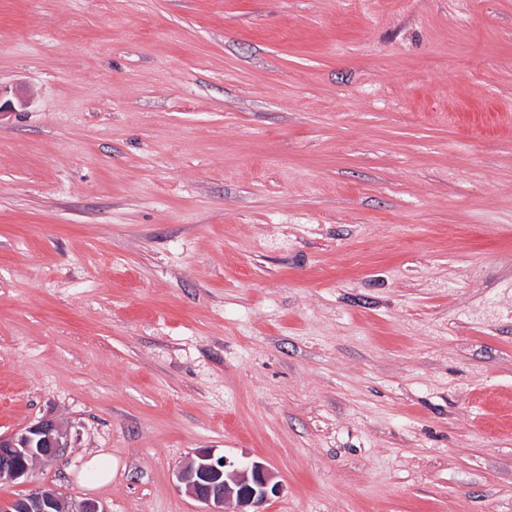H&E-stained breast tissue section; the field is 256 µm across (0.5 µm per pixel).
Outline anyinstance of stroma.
<instances>
[{"label":"stroma","instance_id":"1","mask_svg":"<svg viewBox=\"0 0 512 512\" xmlns=\"http://www.w3.org/2000/svg\"><path fill=\"white\" fill-rule=\"evenodd\" d=\"M0 435L105 512H512V0H0ZM112 457V479L84 470ZM68 448V434L56 421L37 423L0 435V483L28 482L31 461L57 460ZM175 477L195 499L206 505L203 512H224V504L230 501L236 505L233 512H262L261 507L283 490L264 464L230 460L207 448L197 451L195 458L180 466Z\"/></svg>","mask_w":512,"mask_h":512}]
</instances>
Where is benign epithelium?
I'll return each instance as SVG.
<instances>
[{
    "label": "benign epithelium",
    "mask_w": 512,
    "mask_h": 512,
    "mask_svg": "<svg viewBox=\"0 0 512 512\" xmlns=\"http://www.w3.org/2000/svg\"><path fill=\"white\" fill-rule=\"evenodd\" d=\"M68 448V434L56 421L42 419L8 435H0V483L28 482L31 461L51 462ZM176 480L198 501L204 512H224L233 501L234 512H262L261 507L279 496L282 484L258 461H234L210 449L196 452L195 458L179 467ZM0 512H105L89 499L66 502L53 491L31 488L22 499L0 504Z\"/></svg>",
    "instance_id": "1"
}]
</instances>
